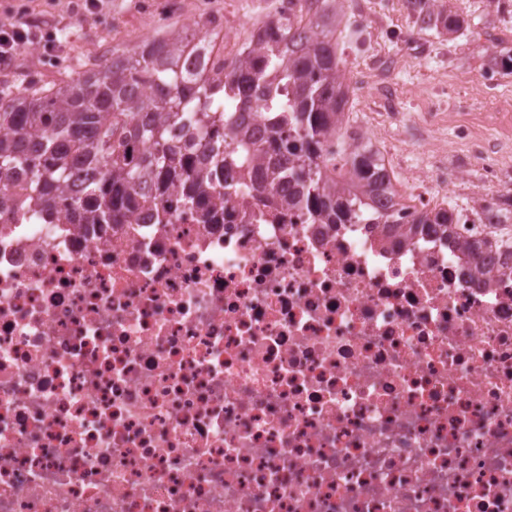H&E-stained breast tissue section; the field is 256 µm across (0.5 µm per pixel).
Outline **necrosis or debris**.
<instances>
[{"mask_svg": "<svg viewBox=\"0 0 512 512\" xmlns=\"http://www.w3.org/2000/svg\"><path fill=\"white\" fill-rule=\"evenodd\" d=\"M0 212V512H512V249L474 225Z\"/></svg>", "mask_w": 512, "mask_h": 512, "instance_id": "4bbe7bcc", "label": "necrosis or debris"}]
</instances>
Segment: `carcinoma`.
Listing matches in <instances>:
<instances>
[{"label": "carcinoma", "mask_w": 512, "mask_h": 512, "mask_svg": "<svg viewBox=\"0 0 512 512\" xmlns=\"http://www.w3.org/2000/svg\"><path fill=\"white\" fill-rule=\"evenodd\" d=\"M252 30L239 59L224 67L221 24L173 28L112 60L51 87H0V206L22 205L47 224H135L153 208L158 223L189 213L216 224L224 173L238 175L255 206L280 184L302 188L298 202L315 224H353L378 206L372 224H458L455 208L396 209V192L378 151L345 159L336 180L331 133L348 124L349 85L336 40V0H304ZM414 26L452 30L460 20L407 0ZM153 93L143 97L138 89ZM84 172L81 190L70 181ZM491 228L512 223V193L487 205Z\"/></svg>", "instance_id": "cac0c4a2"}]
</instances>
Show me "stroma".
I'll return each instance as SVG.
<instances>
[{"mask_svg": "<svg viewBox=\"0 0 512 512\" xmlns=\"http://www.w3.org/2000/svg\"><path fill=\"white\" fill-rule=\"evenodd\" d=\"M77 0H0V23L21 9L48 21L63 50L43 56L23 49L17 66L0 71V86H49L78 69L111 59L171 28L211 15L241 35L274 15L278 0H107L93 14ZM468 21L465 33L414 28L407 0H352L340 15L339 50L352 73L349 94L357 124L384 142L399 184L413 170L448 169L450 205L473 206L512 190V74L493 56L512 50V20L492 0H438ZM498 151L497 187H489L479 144Z\"/></svg>", "mask_w": 512, "mask_h": 512, "instance_id": "1", "label": "stroma"}]
</instances>
